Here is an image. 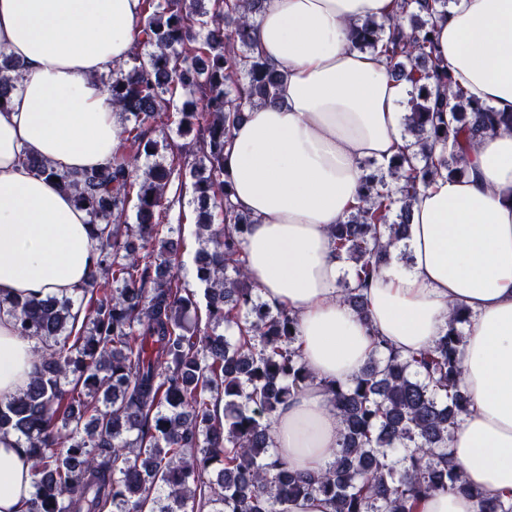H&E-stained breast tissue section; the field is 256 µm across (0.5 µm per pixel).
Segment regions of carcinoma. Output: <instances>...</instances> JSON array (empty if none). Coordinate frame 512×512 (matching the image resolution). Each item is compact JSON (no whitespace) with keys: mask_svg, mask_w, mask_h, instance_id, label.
<instances>
[{"mask_svg":"<svg viewBox=\"0 0 512 512\" xmlns=\"http://www.w3.org/2000/svg\"><path fill=\"white\" fill-rule=\"evenodd\" d=\"M262 4L144 0L132 54L98 77L122 120L109 164L59 172L24 158L87 213L98 251L80 301H0L19 335L48 344L25 388L0 400V438L14 435L32 461L27 512H280L312 496L331 512H413L436 491L474 498L477 512H512V497L470 488L446 452L469 407L456 328L468 317L455 306L433 347L403 357L379 339L352 384L326 386L341 430L320 475L291 469L272 448L277 410L316 375L294 348L295 318L263 302L250 277L243 242L254 220L224 172L232 129L276 101L282 78L257 50ZM447 14L448 0H395L388 23L350 32L355 49L383 53L410 82L403 135L418 148L370 171L355 210L331 227L337 257L353 263L339 295L361 315L363 288L407 238L420 187L443 171L466 177L464 154L512 125V113L453 89L434 37ZM23 79L0 49V108ZM172 125L192 136L190 154L169 139ZM186 206L203 312L175 271L184 237L169 216Z\"/></svg>","mask_w":512,"mask_h":512,"instance_id":"carcinoma-1","label":"carcinoma"}]
</instances>
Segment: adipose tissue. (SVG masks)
I'll use <instances>...</instances> for the list:
<instances>
[{"label": "adipose tissue", "mask_w": 512, "mask_h": 512, "mask_svg": "<svg viewBox=\"0 0 512 512\" xmlns=\"http://www.w3.org/2000/svg\"><path fill=\"white\" fill-rule=\"evenodd\" d=\"M142 0H0V45L25 80L0 110V300L74 295L96 261L86 213L24 154L59 171L106 166L119 142L98 75L127 60ZM394 0H265L257 48L282 73L276 103L248 110L232 131L226 173L253 222L244 252L263 301L297 320V344L317 384L275 415L276 453L315 475L340 430L323 384L350 383L384 338L402 355L432 347L449 304L469 314L461 351L469 411L449 448L484 496L512 490V126L465 156L461 179L436 178L411 207L412 264L386 267L365 288V313L343 304V262L329 227L359 202L361 163L403 146L402 102L411 84L386 58L354 49L352 26L384 21ZM438 53L468 97L512 112V0H449ZM34 344L0 313V399L30 378ZM0 439V512H23L32 463Z\"/></svg>", "instance_id": "1"}]
</instances>
